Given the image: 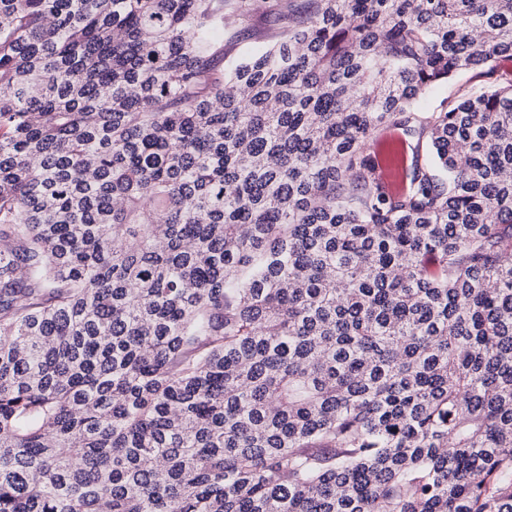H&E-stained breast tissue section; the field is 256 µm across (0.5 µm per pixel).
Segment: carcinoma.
<instances>
[{
	"mask_svg": "<svg viewBox=\"0 0 512 512\" xmlns=\"http://www.w3.org/2000/svg\"><path fill=\"white\" fill-rule=\"evenodd\" d=\"M505 56L512 0H0V512H512V79L415 109Z\"/></svg>",
	"mask_w": 512,
	"mask_h": 512,
	"instance_id": "obj_1",
	"label": "carcinoma"
}]
</instances>
